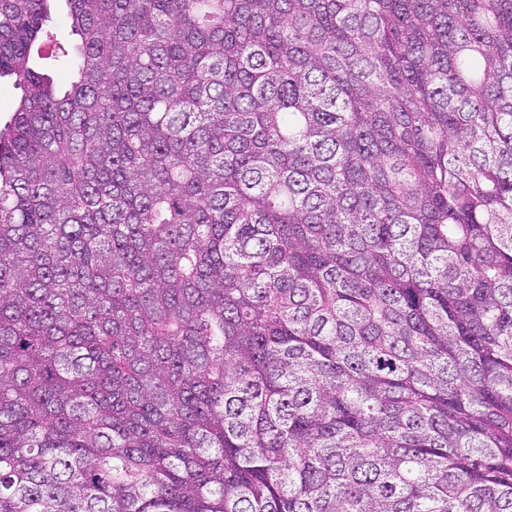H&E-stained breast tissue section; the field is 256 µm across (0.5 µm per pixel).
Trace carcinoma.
Instances as JSON below:
<instances>
[{
	"instance_id": "cac0c4a2",
	"label": "carcinoma",
	"mask_w": 512,
	"mask_h": 512,
	"mask_svg": "<svg viewBox=\"0 0 512 512\" xmlns=\"http://www.w3.org/2000/svg\"><path fill=\"white\" fill-rule=\"evenodd\" d=\"M0 0V512H512V0ZM50 34L54 36L57 42L73 46L76 42V36H72L67 18V6L65 1L54 2V12L52 22L50 23ZM22 96V89L16 86L14 77L0 79V120L1 126L9 121L12 112H15L17 103Z\"/></svg>"
}]
</instances>
